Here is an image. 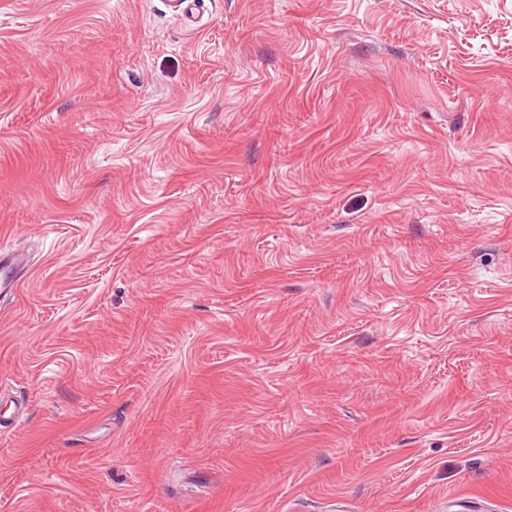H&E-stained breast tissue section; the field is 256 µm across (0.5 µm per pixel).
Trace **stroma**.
Here are the masks:
<instances>
[{
    "instance_id": "obj_1",
    "label": "stroma",
    "mask_w": 512,
    "mask_h": 512,
    "mask_svg": "<svg viewBox=\"0 0 512 512\" xmlns=\"http://www.w3.org/2000/svg\"><path fill=\"white\" fill-rule=\"evenodd\" d=\"M0 0V512H512V0ZM29 261L19 250H0V288L1 294L13 292L20 278L28 271Z\"/></svg>"
}]
</instances>
